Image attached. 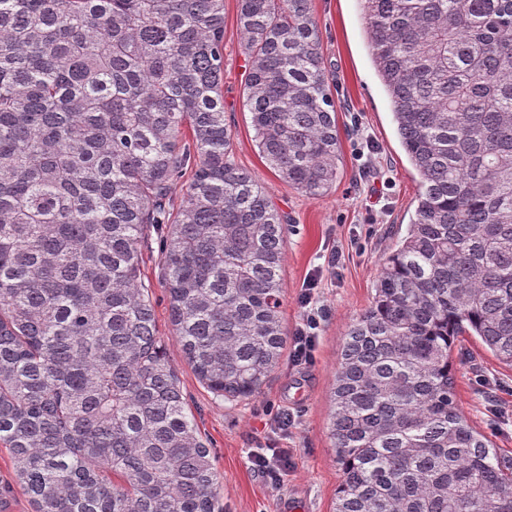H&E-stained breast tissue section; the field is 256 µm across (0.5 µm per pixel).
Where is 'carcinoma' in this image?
Wrapping results in <instances>:
<instances>
[{
	"label": "carcinoma",
	"instance_id": "cac0c4a2",
	"mask_svg": "<svg viewBox=\"0 0 512 512\" xmlns=\"http://www.w3.org/2000/svg\"><path fill=\"white\" fill-rule=\"evenodd\" d=\"M419 179L345 333L331 512H512V460L459 408L458 338L512 367V0H360ZM259 154L312 198L339 127L310 0H238ZM224 0H0V447L35 512H224L164 343L227 401L287 346L288 219L232 156ZM190 181L181 195L176 186Z\"/></svg>",
	"mask_w": 512,
	"mask_h": 512
}]
</instances>
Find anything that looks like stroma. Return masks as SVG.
Masks as SVG:
<instances>
[{
  "label": "stroma",
  "instance_id": "35a3bbf8",
  "mask_svg": "<svg viewBox=\"0 0 512 512\" xmlns=\"http://www.w3.org/2000/svg\"><path fill=\"white\" fill-rule=\"evenodd\" d=\"M325 64L336 83L340 178L326 196L311 198L268 169L244 105L248 73L237 23V0H224V119L237 164L256 174L292 226L282 268V323L295 336L312 293L319 307L312 359L284 357L257 398L228 402L203 385L173 336L159 280L164 242L151 234L142 276L150 283L156 329L167 345L187 405L211 444L229 512H330L342 473L329 436L330 390L347 328L368 308L384 255L405 235L416 206L417 178L400 146L385 90L371 59L358 0H312ZM372 151L361 154L362 139ZM457 401L471 424L512 457V369L499 364L471 337L454 354ZM295 417L289 431L275 419ZM273 448L291 449V469L273 487L254 463Z\"/></svg>",
  "mask_w": 512,
  "mask_h": 512
}]
</instances>
